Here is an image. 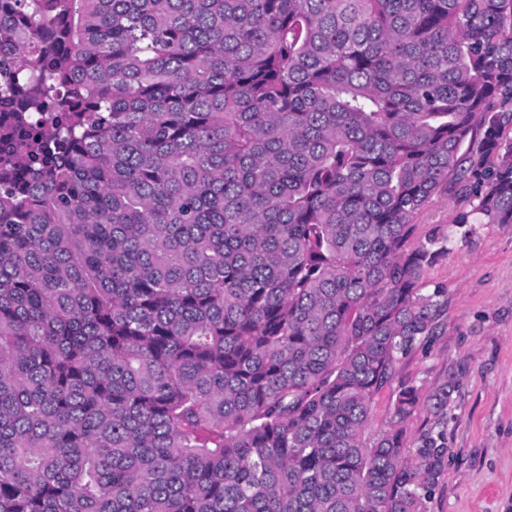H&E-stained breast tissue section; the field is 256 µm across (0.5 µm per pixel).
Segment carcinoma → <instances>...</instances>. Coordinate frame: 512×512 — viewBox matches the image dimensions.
Segmentation results:
<instances>
[{"label": "carcinoma", "instance_id": "cac0c4a2", "mask_svg": "<svg viewBox=\"0 0 512 512\" xmlns=\"http://www.w3.org/2000/svg\"><path fill=\"white\" fill-rule=\"evenodd\" d=\"M1 112L0 512H422L412 219L512 224V0H0Z\"/></svg>", "mask_w": 512, "mask_h": 512}]
</instances>
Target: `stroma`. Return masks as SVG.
<instances>
[{
  "instance_id": "1",
  "label": "stroma",
  "mask_w": 512,
  "mask_h": 512,
  "mask_svg": "<svg viewBox=\"0 0 512 512\" xmlns=\"http://www.w3.org/2000/svg\"><path fill=\"white\" fill-rule=\"evenodd\" d=\"M474 206L451 183L414 218L416 239L450 238L425 274L426 292L447 290V307L437 336L400 359L395 379L424 395L457 380L443 419L420 409L406 422L411 448L430 437L446 450L423 512H512V224L459 223Z\"/></svg>"
}]
</instances>
